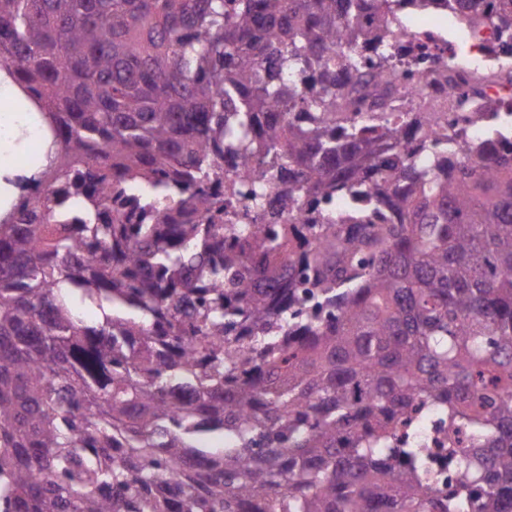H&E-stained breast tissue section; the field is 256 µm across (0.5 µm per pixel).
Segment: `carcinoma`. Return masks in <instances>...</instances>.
Instances as JSON below:
<instances>
[{
  "mask_svg": "<svg viewBox=\"0 0 512 512\" xmlns=\"http://www.w3.org/2000/svg\"><path fill=\"white\" fill-rule=\"evenodd\" d=\"M461 7L512 52V0ZM405 38L392 0H0L51 131L0 216V512H512V150L386 114ZM422 411L475 437L446 483ZM412 438L420 448L427 449V461L429 467L435 472H442L448 477V460L436 454L435 448L446 447L448 437L437 424L436 418H426L413 431Z\"/></svg>",
  "mask_w": 512,
  "mask_h": 512,
  "instance_id": "1",
  "label": "carcinoma"
}]
</instances>
